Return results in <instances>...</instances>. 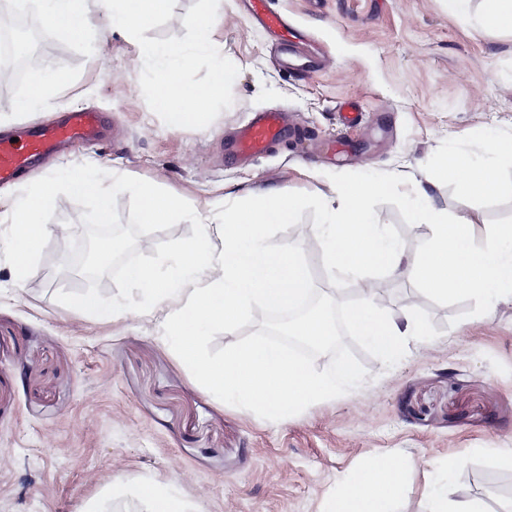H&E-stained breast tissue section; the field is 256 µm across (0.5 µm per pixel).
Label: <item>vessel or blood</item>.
<instances>
[{"mask_svg":"<svg viewBox=\"0 0 512 512\" xmlns=\"http://www.w3.org/2000/svg\"><path fill=\"white\" fill-rule=\"evenodd\" d=\"M254 17L279 37L281 63L289 69L304 70L308 64L300 59L290 39L286 16L269 7V0H251ZM104 120L101 113L88 109L72 110L60 122L28 130L18 141L0 137V184L13 182L17 176L33 169L44 156L60 146L95 143L101 140ZM281 134V115L267 112L243 127L235 139V154L247 159L261 154Z\"/></svg>","mask_w":512,"mask_h":512,"instance_id":"b4317fda","label":"vessel or blood"}]
</instances>
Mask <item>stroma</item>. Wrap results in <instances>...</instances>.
<instances>
[{
	"mask_svg": "<svg viewBox=\"0 0 512 512\" xmlns=\"http://www.w3.org/2000/svg\"><path fill=\"white\" fill-rule=\"evenodd\" d=\"M323 66L288 73L273 38L245 0H168L139 40L191 53L185 80L208 87L216 64L236 79L205 104L200 121L170 129L149 62L120 34L96 25L75 35L41 27V75L51 112H21L27 76L0 85V134L56 122L72 107L102 112L109 138L69 146L26 180L81 163L151 181L192 204L209 223L244 190L299 192L291 224H273L274 249L304 240L303 257L323 296L338 307L373 297L425 326L398 359L382 357L345 326L342 351L310 356L317 371L346 359L357 382L272 418L206 392L183 367L167 328L151 314L83 315L55 299L85 292L68 262L69 242L50 237L23 283L0 250V512H151L139 489L168 485L185 512H326L367 459L404 466L394 512H434L438 501H482L512 512V300L420 291L403 273L330 270L325 242L304 231L326 223L323 197L341 180L392 179L371 208L404 257L419 256L431 229L412 221L406 194L422 186L436 208L457 211L444 166L471 133L512 136V35L448 17L440 0H271ZM212 12L214 48L195 49L193 18ZM281 111L285 129L268 151L240 165L226 146L258 113ZM487 226L512 225V169L497 193L474 200ZM257 307L231 331L208 327L202 350L268 338ZM126 483L117 488L114 476Z\"/></svg>",
	"mask_w": 512,
	"mask_h": 512,
	"instance_id": "obj_1",
	"label": "stroma"
}]
</instances>
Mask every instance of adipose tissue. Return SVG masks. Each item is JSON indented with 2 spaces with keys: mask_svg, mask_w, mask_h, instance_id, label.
I'll list each match as a JSON object with an SVG mask.
<instances>
[{
  "mask_svg": "<svg viewBox=\"0 0 512 512\" xmlns=\"http://www.w3.org/2000/svg\"><path fill=\"white\" fill-rule=\"evenodd\" d=\"M449 18L477 19L487 32L512 31V0H441ZM49 25L77 34L92 17L101 20L102 34L120 29L135 33L166 7V0H32ZM139 59L154 62L156 99L160 106L197 94L213 96L233 79L219 71L214 83L197 91L184 79L186 50L139 44ZM512 167V137L488 142L482 153L456 152L448 159V177L465 200L495 193L501 172ZM389 189L385 181H339L330 189L336 200L329 222L322 227L328 245L327 265L348 272L366 268L397 267L400 254L385 240L370 213V204ZM304 204L296 193L249 194L235 211L226 213L215 231L183 244L178 258L187 271L181 282L161 277L153 268L131 265L127 281L142 290L151 308L166 313V324L184 364L196 370L208 390L241 401L266 415L282 417L309 398L335 395L347 386L356 370L340 361L321 373L288 350L260 343L241 344L218 360L201 355L199 341L205 330L221 324L233 329L252 305L266 309L293 308L312 288V277L295 247L272 250L265 245L266 228L294 222ZM411 210L416 223L428 224L433 234L407 274L423 290L442 298L459 293L498 298L512 295V225L478 234V211L448 212L415 196ZM346 315L383 355L396 356L406 337L421 333L411 313L384 315L371 299L347 308ZM402 466L390 456L368 461L343 484L328 512H392L400 493Z\"/></svg>",
  "mask_w": 512,
  "mask_h": 512,
  "instance_id": "ef3b65f1",
  "label": "adipose tissue"
}]
</instances>
